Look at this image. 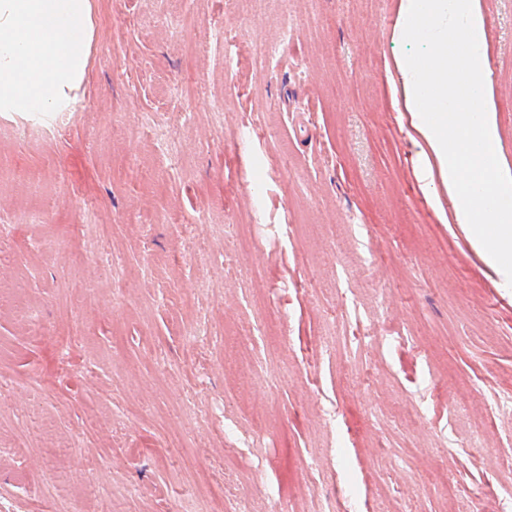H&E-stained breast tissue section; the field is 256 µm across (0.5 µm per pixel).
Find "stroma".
<instances>
[{
  "instance_id": "35a3bbf8",
  "label": "stroma",
  "mask_w": 512,
  "mask_h": 512,
  "mask_svg": "<svg viewBox=\"0 0 512 512\" xmlns=\"http://www.w3.org/2000/svg\"><path fill=\"white\" fill-rule=\"evenodd\" d=\"M512 167V0H479ZM399 0H98L0 117L10 512H498L512 288L418 182Z\"/></svg>"
}]
</instances>
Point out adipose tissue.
<instances>
[{
    "instance_id": "ef3b65f1",
    "label": "adipose tissue",
    "mask_w": 512,
    "mask_h": 512,
    "mask_svg": "<svg viewBox=\"0 0 512 512\" xmlns=\"http://www.w3.org/2000/svg\"><path fill=\"white\" fill-rule=\"evenodd\" d=\"M94 13L95 0H0V115L41 120L72 108L87 74ZM399 13L397 37L429 45L424 57L397 62L426 145L417 177L427 188L442 183L457 223L500 286L511 288L512 168L497 155L478 0H400Z\"/></svg>"
}]
</instances>
